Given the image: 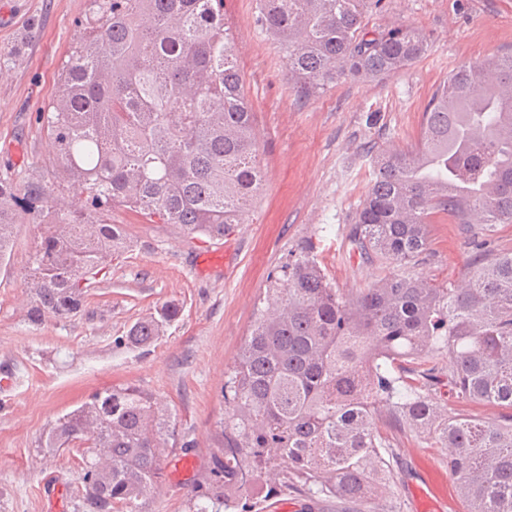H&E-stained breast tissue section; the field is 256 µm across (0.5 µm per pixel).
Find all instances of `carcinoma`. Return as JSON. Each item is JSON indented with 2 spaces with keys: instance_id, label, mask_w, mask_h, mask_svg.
I'll return each instance as SVG.
<instances>
[{
  "instance_id": "cac0c4a2",
  "label": "carcinoma",
  "mask_w": 512,
  "mask_h": 512,
  "mask_svg": "<svg viewBox=\"0 0 512 512\" xmlns=\"http://www.w3.org/2000/svg\"><path fill=\"white\" fill-rule=\"evenodd\" d=\"M257 2L255 25L288 46L303 99L345 77L392 75L428 50L415 28L369 29L383 0ZM90 5L58 93L36 114L62 181L89 212L58 206L39 181L0 178V261L20 215L37 219L25 281L33 323L84 310L92 280L124 244L112 207L222 237L244 223L263 180L224 0ZM374 164L347 238L383 275L344 294L311 243L274 273L277 299L227 372L214 484L192 491V512H226L263 474L334 498L341 512H366L394 493L393 433L404 425L451 449L448 473L468 512H512V252L477 242L453 288L415 272L435 214L512 224V188L499 186L512 184V56L448 73L417 144L379 152ZM178 314L160 307L127 342L152 343ZM450 401L511 414L450 415ZM75 443L82 512H148L176 423L154 393L110 386L51 424L40 448L50 456Z\"/></svg>"
}]
</instances>
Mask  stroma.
I'll use <instances>...</instances> for the list:
<instances>
[{
    "label": "stroma",
    "instance_id": "35a3bbf8",
    "mask_svg": "<svg viewBox=\"0 0 512 512\" xmlns=\"http://www.w3.org/2000/svg\"><path fill=\"white\" fill-rule=\"evenodd\" d=\"M370 28L412 26L427 53L386 79L347 78L302 101L288 77L286 45L254 24L255 0H224L236 43L264 170L262 187L244 224L221 239L190 234L177 224H153L121 206L110 218L127 241L86 295V307L66 319L28 320L24 285L36 229L23 216L0 263V372L13 386L0 390V512H46L51 487L65 489L73 508L81 486L80 453L43 455V434L62 413L96 390L133 384L159 395L176 414L180 447L160 451L163 480L151 512H190L191 489L208 487L217 424L223 417L225 373L274 296L269 279L305 242L336 288L351 294L382 274L349 254L346 233L372 178L371 154L403 150L418 138L423 113L449 71L512 55V0H383ZM89 0H0V175L41 181L64 208L86 210L84 197L56 177L53 148L35 121L51 102L58 75L83 33ZM488 240L512 250V224L486 229L439 215L430 226L420 272L459 283ZM166 303L180 314L164 336L134 348L125 336L136 321ZM397 494L387 512H467L455 494L445 451L400 437ZM192 454L195 465L178 462ZM337 512L335 499H311L284 488L241 495L234 512Z\"/></svg>",
    "mask_w": 512,
    "mask_h": 512
}]
</instances>
